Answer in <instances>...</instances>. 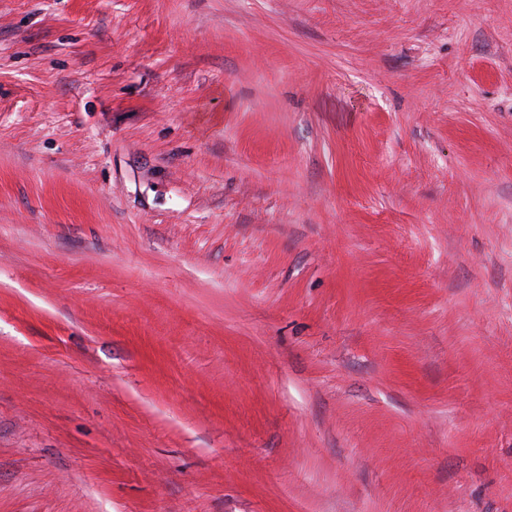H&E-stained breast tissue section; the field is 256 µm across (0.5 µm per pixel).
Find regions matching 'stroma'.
<instances>
[{
    "label": "stroma",
    "mask_w": 512,
    "mask_h": 512,
    "mask_svg": "<svg viewBox=\"0 0 512 512\" xmlns=\"http://www.w3.org/2000/svg\"><path fill=\"white\" fill-rule=\"evenodd\" d=\"M0 512H512V0H0Z\"/></svg>",
    "instance_id": "1"
}]
</instances>
